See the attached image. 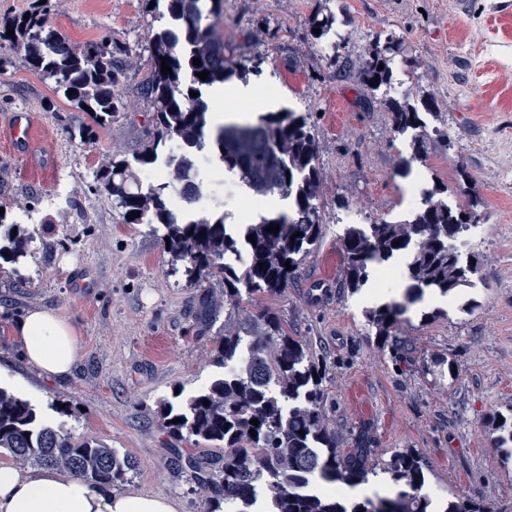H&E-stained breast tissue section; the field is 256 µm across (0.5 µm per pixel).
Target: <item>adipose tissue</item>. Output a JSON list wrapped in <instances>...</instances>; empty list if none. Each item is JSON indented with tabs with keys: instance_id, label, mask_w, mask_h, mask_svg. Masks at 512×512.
<instances>
[{
	"instance_id": "adipose-tissue-1",
	"label": "adipose tissue",
	"mask_w": 512,
	"mask_h": 512,
	"mask_svg": "<svg viewBox=\"0 0 512 512\" xmlns=\"http://www.w3.org/2000/svg\"><path fill=\"white\" fill-rule=\"evenodd\" d=\"M210 127L249 122L271 110L275 99L258 97L243 84L213 87ZM234 98L238 111H224V97ZM15 334L27 361L46 378L68 374L77 360V330L59 311L34 308L20 318ZM0 512H181L177 499L152 493H118L92 489L71 474L55 468L21 470L0 461Z\"/></svg>"
}]
</instances>
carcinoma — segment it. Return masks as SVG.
Masks as SVG:
<instances>
[{
  "instance_id": "cac0c4a2",
  "label": "carcinoma",
  "mask_w": 512,
  "mask_h": 512,
  "mask_svg": "<svg viewBox=\"0 0 512 512\" xmlns=\"http://www.w3.org/2000/svg\"><path fill=\"white\" fill-rule=\"evenodd\" d=\"M149 9L150 71L142 85L153 112V136L136 156L112 155L111 164L96 174L100 187L121 209L125 223L161 224L170 239L167 252L188 265L197 282L224 283L219 295L202 297L201 317L208 326L221 310L239 309L253 296L280 293L294 279L302 259L322 236L320 215V167L317 145L307 117L298 112H269L256 124L226 125L213 135V144L224 168L239 173L259 195L278 194L291 200L290 213L260 216L248 224L243 267L224 262V254L237 246L224 216L181 223L168 209L169 190L193 180V168L183 158L175 169L174 183L145 187L140 172L157 164L161 149L177 138L192 147L205 146L210 103L207 89L242 79L250 68L230 63L219 33L224 0H211L204 11L199 0H147ZM332 0H322L313 13L310 33L321 41L332 31L335 16ZM14 34L7 35V30ZM23 47L28 67L54 81L55 92L100 124L123 108L117 90L123 49L107 41L74 45L47 29L37 12L0 22V69L6 54ZM400 42L375 38L362 62V76L372 90L384 89L389 97V115L395 133H411V155L420 160L449 146L448 133L428 129L418 109L410 103L412 89L399 94L393 82L391 61L400 52ZM172 73H161V58ZM198 58L201 65L193 64ZM209 72L207 80L198 77ZM380 81L373 82V78ZM198 96H190V92ZM449 186L441 184L424 192L423 201L403 224L381 220L373 224H349L340 236L347 288L355 293L368 281L369 267L394 258H405V277L410 282L401 301L384 303L365 313L376 335L392 334L398 317L408 305L429 290L444 298L469 282L459 270L476 267L463 263L456 248L458 238L479 222V197L467 207L448 205ZM140 216L130 220L132 212ZM279 226L277 233L265 228ZM206 236H201V233ZM32 237L22 224H5L0 215V260L14 265L28 256ZM399 245H394V242ZM290 263L288 270L285 263ZM249 349L246 366L222 374L185 405L174 410L163 405V426L171 433L188 434L198 444L224 449V456L207 464L187 459L198 485L209 493V512H249L259 485L271 493L273 512H434L428 491L426 464L413 449L396 455L382 467L389 480L401 487L393 498H345L342 486L367 480L372 473L371 450L366 435L358 447L345 453L340 436L327 419L323 388V364L312 346L288 332V321L272 310L257 316L224 317V334L215 350L214 362L225 367L243 347ZM181 422H176V419ZM259 421L254 426L251 420ZM497 434L498 452L505 463L512 461V419L504 416L490 423ZM254 433H249V430ZM0 449L22 465L52 466L65 470L91 488L123 485L135 460L121 456L92 439H78L60 427L41 421L29 401L0 387ZM440 512H491L480 499L455 492L443 500Z\"/></svg>"
}]
</instances>
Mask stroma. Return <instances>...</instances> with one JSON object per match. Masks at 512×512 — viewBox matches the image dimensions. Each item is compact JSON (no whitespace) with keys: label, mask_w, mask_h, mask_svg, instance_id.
Segmentation results:
<instances>
[{"label":"stroma","mask_w":512,"mask_h":512,"mask_svg":"<svg viewBox=\"0 0 512 512\" xmlns=\"http://www.w3.org/2000/svg\"><path fill=\"white\" fill-rule=\"evenodd\" d=\"M146 0H0V20L24 11L76 45L110 39L124 47L119 90L124 110L83 141L89 116L54 92L53 81L22 60L0 72V210L7 223L42 211L59 192L68 206L29 225L23 265L0 267V384L37 393L35 406L56 426L97 439L137 462L128 492L177 498L182 512H206V491L173 454L216 458L223 451L170 435L160 407H182L222 375L213 362L218 327L198 331L200 293L167 253L161 233L123 224L94 174L113 153H138L152 130L139 87L150 65ZM318 0H224L223 26L233 62L260 59L246 82L278 110L306 115L322 172L323 234L281 293L243 301L247 312L277 311L293 335L324 356L326 412L343 450L371 437V460L413 448L427 464L434 495L460 491L492 512L512 506V463L505 465L487 427L512 410V0H334L332 66L306 30ZM402 42L416 61V95L435 102L428 125L447 128L451 148L419 161L397 135L381 93L362 82L359 65L377 35ZM27 115L34 135L17 149L11 129ZM475 179L481 220L458 248L477 271L457 299L409 305L391 339L366 325L368 305L344 286L339 236L353 214L402 221L409 177L421 190L441 181L449 200L458 169ZM37 307L59 310L79 332L70 373L47 381L24 358L18 317Z\"/></svg>","instance_id":"35a3bbf8"}]
</instances>
